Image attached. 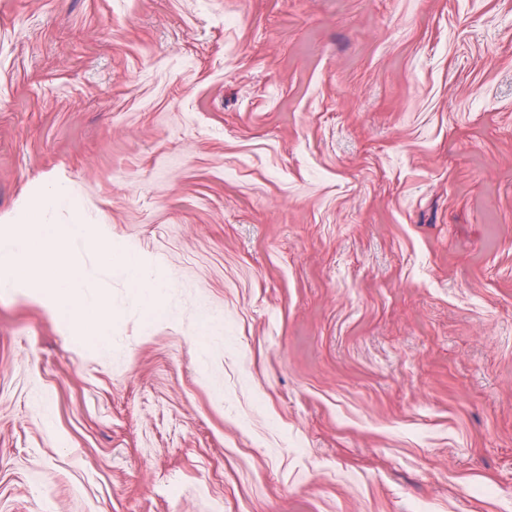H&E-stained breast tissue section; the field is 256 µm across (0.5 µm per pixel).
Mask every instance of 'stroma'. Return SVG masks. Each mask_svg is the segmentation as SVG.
I'll return each mask as SVG.
<instances>
[{
  "label": "stroma",
  "instance_id": "stroma-1",
  "mask_svg": "<svg viewBox=\"0 0 512 512\" xmlns=\"http://www.w3.org/2000/svg\"><path fill=\"white\" fill-rule=\"evenodd\" d=\"M56 181L167 319L0 295V512H512V0H0Z\"/></svg>",
  "mask_w": 512,
  "mask_h": 512
}]
</instances>
